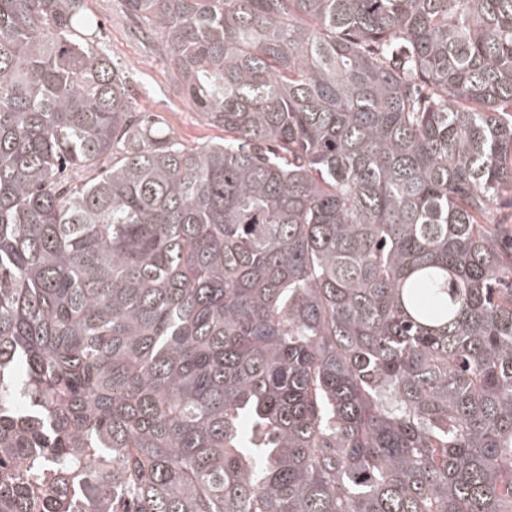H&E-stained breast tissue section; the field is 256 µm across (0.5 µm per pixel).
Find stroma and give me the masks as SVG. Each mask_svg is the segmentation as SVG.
I'll return each mask as SVG.
<instances>
[{"instance_id": "obj_1", "label": "stroma", "mask_w": 512, "mask_h": 512, "mask_svg": "<svg viewBox=\"0 0 512 512\" xmlns=\"http://www.w3.org/2000/svg\"><path fill=\"white\" fill-rule=\"evenodd\" d=\"M87 6L89 14L99 23L97 32L103 47L117 67L129 76L133 98L141 111L192 147L223 138L222 129L208 125L173 90L163 58L134 27L123 11L121 0H87Z\"/></svg>"}]
</instances>
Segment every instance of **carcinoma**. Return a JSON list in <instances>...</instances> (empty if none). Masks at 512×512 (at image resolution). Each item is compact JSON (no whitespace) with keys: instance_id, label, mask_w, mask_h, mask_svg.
Segmentation results:
<instances>
[{"instance_id":"obj_1","label":"carcinoma","mask_w":512,"mask_h":512,"mask_svg":"<svg viewBox=\"0 0 512 512\" xmlns=\"http://www.w3.org/2000/svg\"><path fill=\"white\" fill-rule=\"evenodd\" d=\"M0 0V512H512V0ZM88 13L98 21V38L118 68L130 78L141 112L181 142L195 147L224 138V130L208 125L200 113L173 90L164 59L152 49L124 13L120 0H88ZM101 24V27H100Z\"/></svg>"}]
</instances>
